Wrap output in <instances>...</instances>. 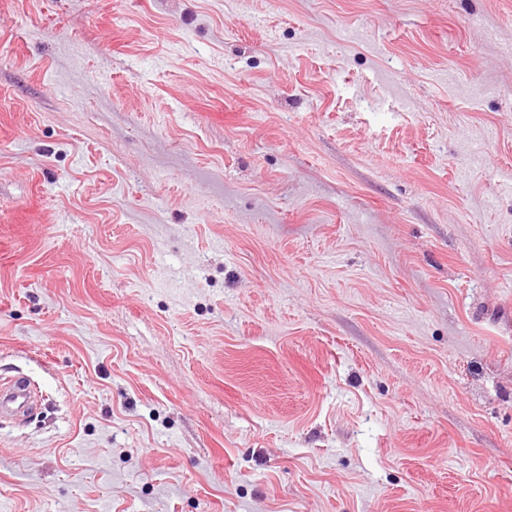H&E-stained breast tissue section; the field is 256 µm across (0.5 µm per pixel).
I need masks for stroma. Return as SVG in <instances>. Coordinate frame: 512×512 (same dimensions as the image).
Segmentation results:
<instances>
[{"label":"stroma","mask_w":512,"mask_h":512,"mask_svg":"<svg viewBox=\"0 0 512 512\" xmlns=\"http://www.w3.org/2000/svg\"><path fill=\"white\" fill-rule=\"evenodd\" d=\"M0 512H512V0H0ZM37 391L24 382L12 379L1 384L0 388V413L12 415L22 412L36 400Z\"/></svg>","instance_id":"1"}]
</instances>
